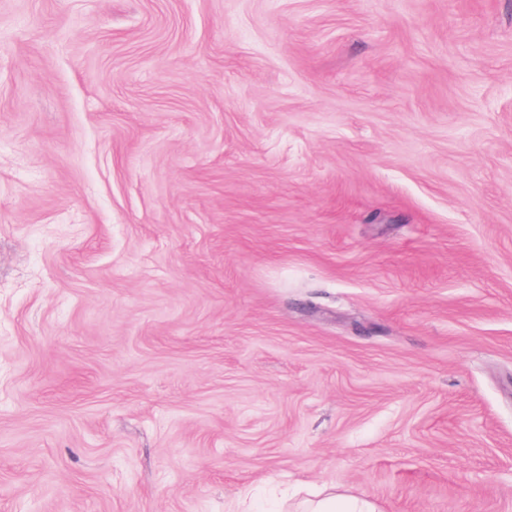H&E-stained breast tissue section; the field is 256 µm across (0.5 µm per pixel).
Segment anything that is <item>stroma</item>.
I'll return each mask as SVG.
<instances>
[{
  "instance_id": "stroma-1",
  "label": "stroma",
  "mask_w": 512,
  "mask_h": 512,
  "mask_svg": "<svg viewBox=\"0 0 512 512\" xmlns=\"http://www.w3.org/2000/svg\"><path fill=\"white\" fill-rule=\"evenodd\" d=\"M512 512V0H0V512ZM298 512H377L375 505L365 499H352L329 494L317 500H308Z\"/></svg>"
}]
</instances>
